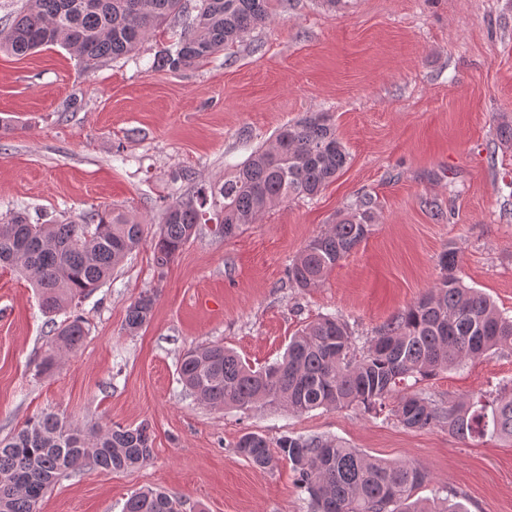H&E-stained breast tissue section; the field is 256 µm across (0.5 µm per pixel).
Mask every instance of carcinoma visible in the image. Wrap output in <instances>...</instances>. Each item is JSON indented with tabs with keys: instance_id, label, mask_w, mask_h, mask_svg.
<instances>
[{
	"instance_id": "1",
	"label": "carcinoma",
	"mask_w": 512,
	"mask_h": 512,
	"mask_svg": "<svg viewBox=\"0 0 512 512\" xmlns=\"http://www.w3.org/2000/svg\"><path fill=\"white\" fill-rule=\"evenodd\" d=\"M272 0H196L195 15L179 39L153 65L175 72L207 61L240 41L272 16ZM184 0H26L0 28V51L23 56L60 46L73 52L87 71L122 58L185 13ZM349 153L329 119L313 113L282 127L275 144L255 151L219 188L217 233L231 238L291 197H314L346 166ZM199 191L165 203L152 234L159 273L196 234L204 219ZM374 202L359 200L356 212L312 240L288 266V282L301 290L320 287L327 273L368 235ZM145 238V225L129 214L104 209L68 222L33 224L21 212L0 223V264L24 273L36 288L41 310L55 313L90 296ZM459 250L439 257L441 276L402 313L386 322L358 348L347 323L320 316L298 331L283 357L255 369L220 343L188 349L179 365L180 381L211 407L316 409L381 407L393 398L397 422L409 429L435 425L474 441L487 435L512 442V384L492 400L464 396L439 407L400 385L428 378L512 345V317L458 276ZM156 294L145 293L128 307L125 330L135 333L152 315ZM84 321L74 316L57 327L53 352L36 364L40 373L78 349ZM277 450L257 433H245L236 453L259 469L287 459L308 494L310 512H460L448 500L414 498L431 481L423 466L368 456L331 437H282ZM153 454L149 423L100 426L85 433L55 413L30 418L23 429L0 440V512H38L57 480L89 464L104 471L139 468ZM122 512H177L164 491L129 497Z\"/></svg>"
}]
</instances>
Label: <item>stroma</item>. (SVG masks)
<instances>
[{"label":"stroma","instance_id":"obj_1","mask_svg":"<svg viewBox=\"0 0 512 512\" xmlns=\"http://www.w3.org/2000/svg\"><path fill=\"white\" fill-rule=\"evenodd\" d=\"M181 29L170 22L90 72L58 46L0 53V218L118 207L156 227L163 202L195 184L217 193L253 151L312 112L329 116L350 159L320 194L272 208L235 237L199 225L165 273L143 242L101 288L50 317L25 275L0 268V438L43 412L153 430L144 466L82 468L38 512H121L147 489L177 496L182 512H308L288 460L261 470L236 455L247 432L337 437L427 468L420 496L512 512L511 443L407 429L386 407L215 409L178 373L184 351L208 343L270 364L325 314L365 343L434 285L451 243L464 284L512 316V141L500 135L512 125V0H346L336 10L275 0L269 22L217 57L176 73L152 68ZM364 194L376 202L367 238L320 287H291L292 260ZM149 290L153 316L128 333L126 310ZM71 314L84 321L81 348L37 373ZM509 382L512 346L406 388L444 406Z\"/></svg>","mask_w":512,"mask_h":512}]
</instances>
